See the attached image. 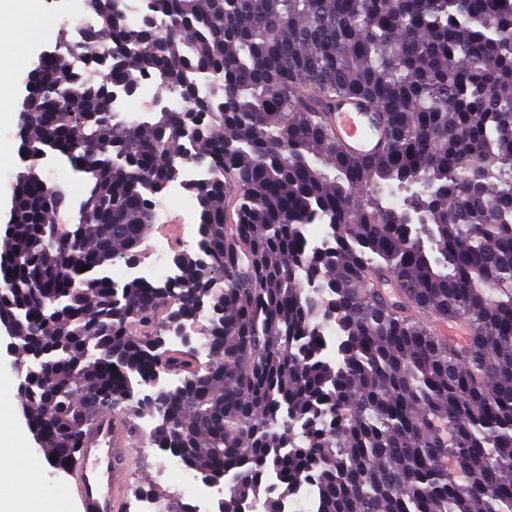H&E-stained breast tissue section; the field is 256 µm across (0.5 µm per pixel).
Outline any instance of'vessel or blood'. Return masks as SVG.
I'll return each instance as SVG.
<instances>
[{"mask_svg": "<svg viewBox=\"0 0 512 512\" xmlns=\"http://www.w3.org/2000/svg\"><path fill=\"white\" fill-rule=\"evenodd\" d=\"M331 123L345 153L363 159L374 157L388 134L385 113L354 96L336 100ZM131 437V423L109 412L86 429L69 472L78 487V512H127L118 460Z\"/></svg>", "mask_w": 512, "mask_h": 512, "instance_id": "obj_1", "label": "vessel or blood"}]
</instances>
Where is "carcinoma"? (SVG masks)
Wrapping results in <instances>:
<instances>
[{"mask_svg":"<svg viewBox=\"0 0 512 512\" xmlns=\"http://www.w3.org/2000/svg\"><path fill=\"white\" fill-rule=\"evenodd\" d=\"M118 2L88 0L94 38L38 61L17 134L0 323L49 463L73 467L104 392L164 411L153 442L186 469L233 476L219 512H280L268 471L316 512H512V0H143L147 24ZM144 77L183 107L112 111ZM343 95L388 117L374 160L336 141ZM51 156L86 183L72 223ZM197 157L208 270L178 252L174 285L112 292ZM203 314L204 365L162 342Z\"/></svg>","mask_w":512,"mask_h":512,"instance_id":"1","label":"carcinoma"}]
</instances>
